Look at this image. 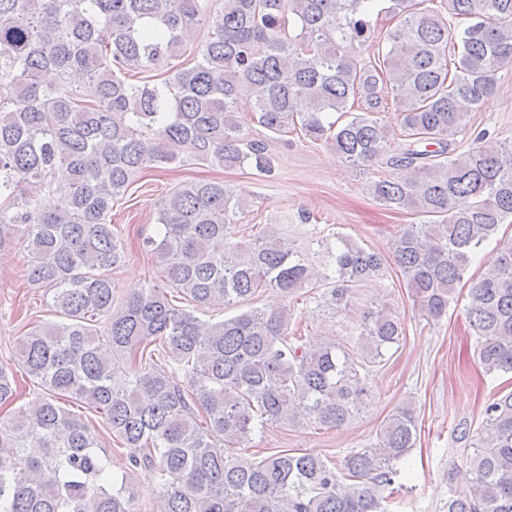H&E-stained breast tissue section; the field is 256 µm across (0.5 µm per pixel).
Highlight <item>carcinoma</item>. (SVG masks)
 <instances>
[{"label": "carcinoma", "mask_w": 512, "mask_h": 512, "mask_svg": "<svg viewBox=\"0 0 512 512\" xmlns=\"http://www.w3.org/2000/svg\"><path fill=\"white\" fill-rule=\"evenodd\" d=\"M377 2L0 0V247L24 226L27 280L61 317L19 340L17 360L43 393L0 419V512H135V479L112 473L95 426L63 397L99 414L129 449L130 466L158 487V512H388L417 438L410 402L340 468L288 449L228 452L268 426L352 423L403 335L395 311L372 302L349 318L353 348L311 345L291 329L290 307L254 306L261 293L318 290L350 312L391 262L437 323L512 217V144L482 134L459 154L454 140L512 63V0ZM383 14L396 20L386 46L363 57ZM199 25L207 38L190 53ZM132 74L141 83L127 82ZM253 124L388 169L369 195L415 218L393 236L390 258L338 234L318 269L277 225L245 223L244 191L189 180L159 203V239L145 240L165 286L117 302L111 274L125 252L112 208L133 177L186 156L270 177L269 146L251 136ZM217 305L234 313L197 315ZM466 319L484 372L512 375V240L470 282ZM14 400L0 368V407ZM460 438L473 448L472 490L449 498L448 512H512V391ZM510 222L511 218L506 219L504 224L500 225L497 236L484 243L479 257L472 263L465 280L472 274L476 275L483 270L485 266L484 259L495 255L497 252V243L499 239H512V223Z\"/></svg>", "instance_id": "cac0c4a2"}]
</instances>
